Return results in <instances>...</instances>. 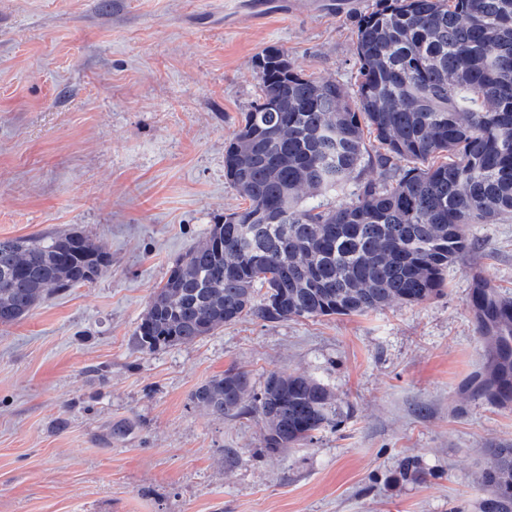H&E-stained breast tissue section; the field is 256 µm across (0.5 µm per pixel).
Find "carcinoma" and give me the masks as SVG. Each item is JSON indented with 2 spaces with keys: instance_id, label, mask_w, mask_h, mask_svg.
I'll list each match as a JSON object with an SVG mask.
<instances>
[{
  "instance_id": "carcinoma-1",
  "label": "carcinoma",
  "mask_w": 512,
  "mask_h": 512,
  "mask_svg": "<svg viewBox=\"0 0 512 512\" xmlns=\"http://www.w3.org/2000/svg\"><path fill=\"white\" fill-rule=\"evenodd\" d=\"M356 38L353 101L336 82L295 71L282 51L258 57L259 98L224 151V175L244 206L153 291L134 333L141 350L247 316L422 303L443 293L448 268L471 251L470 225L512 214V0H377ZM373 161L395 170L390 184L359 183L354 201L332 209L303 204L345 188ZM109 263L79 231L0 239V325L95 282ZM471 302L496 345V378L475 384L495 402L512 393V299L477 280ZM192 400L216 417L257 416L273 452L332 423L331 390L303 375L272 374L257 392L230 366ZM489 452L480 512H512V448Z\"/></svg>"
}]
</instances>
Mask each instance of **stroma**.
<instances>
[{"instance_id":"1","label":"stroma","mask_w":512,"mask_h":512,"mask_svg":"<svg viewBox=\"0 0 512 512\" xmlns=\"http://www.w3.org/2000/svg\"><path fill=\"white\" fill-rule=\"evenodd\" d=\"M375 0H0V238L76 230L94 283L0 325V512H479L512 402L470 383L495 348L475 280L512 297V216L475 224L441 296L358 316L248 317L141 351L173 263L241 206L224 148L269 47L354 89ZM237 365L328 385L334 423L271 452L260 420L193 390ZM414 457L426 472L403 473Z\"/></svg>"}]
</instances>
